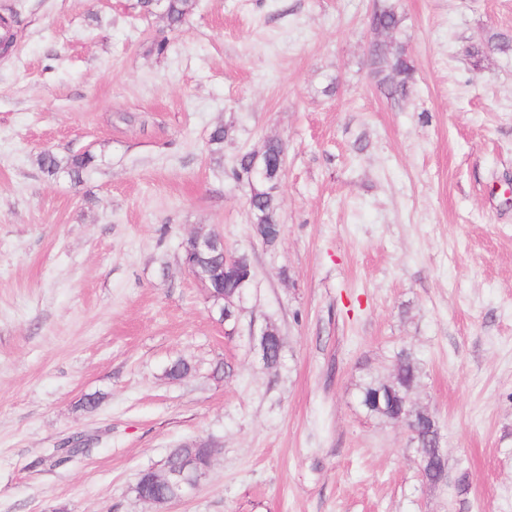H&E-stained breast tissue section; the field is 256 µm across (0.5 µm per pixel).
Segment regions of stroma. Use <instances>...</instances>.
<instances>
[{"instance_id":"stroma-1","label":"stroma","mask_w":512,"mask_h":512,"mask_svg":"<svg viewBox=\"0 0 512 512\" xmlns=\"http://www.w3.org/2000/svg\"><path fill=\"white\" fill-rule=\"evenodd\" d=\"M376 2L195 0L172 30L136 0H0L17 11L0 53V512H512V54L478 70L466 54L512 35V0H394L417 69L403 102L368 66ZM270 139L286 147L272 247L232 174ZM47 149L95 161L51 178ZM197 232L252 259L236 323L182 263ZM266 324L276 372L252 348ZM403 349L443 486L360 404ZM206 439L188 497L135 496Z\"/></svg>"}]
</instances>
